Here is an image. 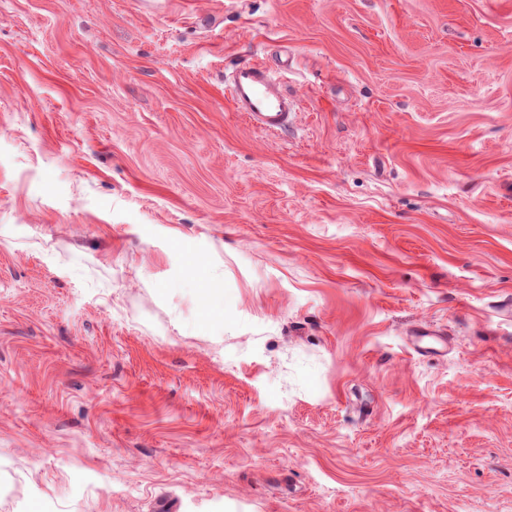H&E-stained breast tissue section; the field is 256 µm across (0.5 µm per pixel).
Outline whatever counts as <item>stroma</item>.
<instances>
[{
	"label": "stroma",
	"instance_id": "1",
	"mask_svg": "<svg viewBox=\"0 0 512 512\" xmlns=\"http://www.w3.org/2000/svg\"><path fill=\"white\" fill-rule=\"evenodd\" d=\"M0 512H512V0H0ZM234 111L244 112L264 132H288L299 109L298 99L262 64L244 63L233 70L226 86Z\"/></svg>",
	"mask_w": 512,
	"mask_h": 512
}]
</instances>
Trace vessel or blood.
Listing matches in <instances>:
<instances>
[{
	"label": "vessel or blood",
	"mask_w": 512,
	"mask_h": 512,
	"mask_svg": "<svg viewBox=\"0 0 512 512\" xmlns=\"http://www.w3.org/2000/svg\"><path fill=\"white\" fill-rule=\"evenodd\" d=\"M227 92L234 111L245 113L264 132L283 134L292 126L299 103L258 63H244L233 70Z\"/></svg>",
	"instance_id": "vessel-or-blood-1"
}]
</instances>
